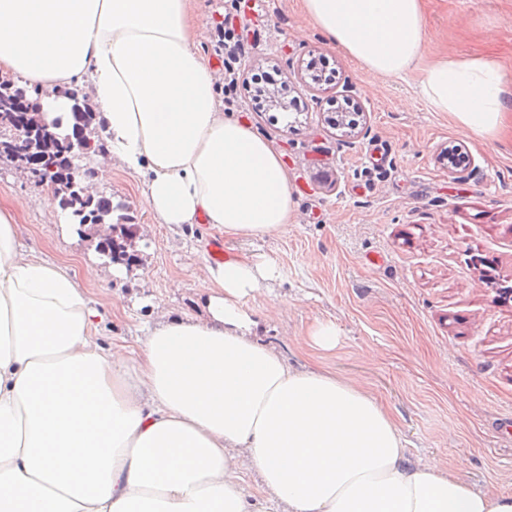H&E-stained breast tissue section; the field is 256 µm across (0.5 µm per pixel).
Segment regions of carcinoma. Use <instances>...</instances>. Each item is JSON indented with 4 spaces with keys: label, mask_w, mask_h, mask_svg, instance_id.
<instances>
[{
    "label": "carcinoma",
    "mask_w": 512,
    "mask_h": 512,
    "mask_svg": "<svg viewBox=\"0 0 512 512\" xmlns=\"http://www.w3.org/2000/svg\"><path fill=\"white\" fill-rule=\"evenodd\" d=\"M66 96L73 101L71 113L81 115L83 128L90 129L96 120V114L88 96H80L74 92H68ZM38 106L39 102L28 97L25 87L10 80L0 82V128L20 126L24 123L26 113L35 111ZM2 154L10 158L16 166L30 170L37 182L49 179L55 185L56 192H61L70 201L77 202L71 214L78 223L95 224L111 215L113 207L105 197H98L93 201L79 200L73 182L77 171L72 168V161L77 153L65 139L44 130L28 131L17 140H0V155ZM125 237L126 234L121 233L107 244L114 263H128L132 260L126 250Z\"/></svg>",
    "instance_id": "obj_1"
}]
</instances>
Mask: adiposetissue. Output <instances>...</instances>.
<instances>
[{"label": "adipose tissue", "mask_w": 512, "mask_h": 512, "mask_svg": "<svg viewBox=\"0 0 512 512\" xmlns=\"http://www.w3.org/2000/svg\"><path fill=\"white\" fill-rule=\"evenodd\" d=\"M326 39L399 78L427 38L421 0H303ZM187 0H0V73L87 87L107 151L143 175L161 224L262 237L294 202L275 149L228 116ZM421 91L463 136L494 137L512 84L488 57L425 67ZM205 317L162 320L135 349L98 342L74 271L22 254L0 205V512H250L243 476L280 512H512L438 461L414 462L358 382L290 367L253 336L247 298L278 270L209 267Z\"/></svg>", "instance_id": "1"}]
</instances>
